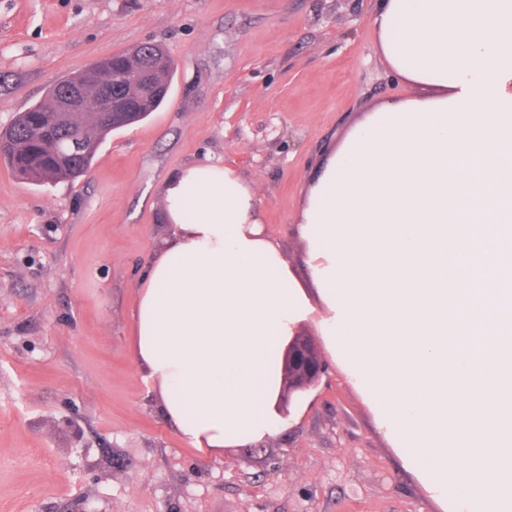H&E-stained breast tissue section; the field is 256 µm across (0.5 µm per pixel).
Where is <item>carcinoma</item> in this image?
<instances>
[{
  "label": "carcinoma",
  "instance_id": "cac0c4a2",
  "mask_svg": "<svg viewBox=\"0 0 512 512\" xmlns=\"http://www.w3.org/2000/svg\"><path fill=\"white\" fill-rule=\"evenodd\" d=\"M136 52L139 70L153 72V79L164 85L163 90L133 97L130 87L136 70L128 53L100 59L88 69L96 71L103 82L112 85V98L125 104L121 122L100 121L86 128L78 115H55L54 104L77 87L80 77L77 73L51 85L45 102L18 113L7 127L0 129V159L19 179L41 184L62 178L75 179L87 173L109 133L146 119L162 105L168 94L174 69L169 54L153 43L136 47ZM159 54L165 57V65L155 71L153 66Z\"/></svg>",
  "mask_w": 512,
  "mask_h": 512
}]
</instances>
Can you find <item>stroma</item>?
Segmentation results:
<instances>
[{
  "label": "stroma",
  "instance_id": "35a3bbf8",
  "mask_svg": "<svg viewBox=\"0 0 512 512\" xmlns=\"http://www.w3.org/2000/svg\"><path fill=\"white\" fill-rule=\"evenodd\" d=\"M376 0H0V128L96 59L150 42L166 101L88 174L45 185L0 161V512H443L336 365L267 440L197 452L132 360L160 188L209 155L256 187L312 304L296 219L392 74Z\"/></svg>",
  "mask_w": 512,
  "mask_h": 512
}]
</instances>
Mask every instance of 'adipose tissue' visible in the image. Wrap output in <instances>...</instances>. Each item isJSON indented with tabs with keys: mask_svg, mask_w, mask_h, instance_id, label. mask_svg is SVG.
<instances>
[{
	"mask_svg": "<svg viewBox=\"0 0 512 512\" xmlns=\"http://www.w3.org/2000/svg\"><path fill=\"white\" fill-rule=\"evenodd\" d=\"M393 74L299 215L321 309L265 233L252 186L205 158L161 187L170 229L139 280L132 358L205 455L259 442L315 316L378 428L448 512H512V0H378Z\"/></svg>",
	"mask_w": 512,
	"mask_h": 512,
	"instance_id": "adipose-tissue-1",
	"label": "adipose tissue"
}]
</instances>
